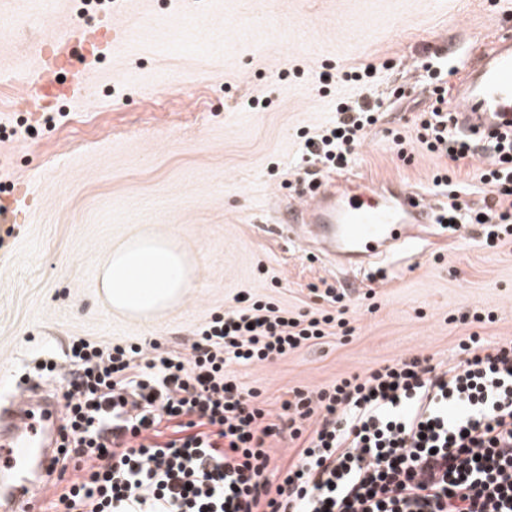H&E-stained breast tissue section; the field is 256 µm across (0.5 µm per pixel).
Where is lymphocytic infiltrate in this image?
Segmentation results:
<instances>
[{"mask_svg": "<svg viewBox=\"0 0 512 512\" xmlns=\"http://www.w3.org/2000/svg\"><path fill=\"white\" fill-rule=\"evenodd\" d=\"M422 68L435 100L414 121L418 141L456 163L496 159L475 175L486 195L477 209L452 177L435 175L446 198L438 222L452 236L479 225L483 246L497 248L512 240V122L463 135L448 112L447 63ZM386 102L338 104L335 123L306 138L307 163L348 167ZM321 296L324 308L299 317L259 301L227 309L184 354L151 341L73 342L58 472L78 477L51 512H512V339L474 332L456 358L406 356L296 389L274 417L259 391L229 379L231 365L279 359L346 328L345 292L328 284ZM284 435L294 454L272 485L264 474Z\"/></svg>", "mask_w": 512, "mask_h": 512, "instance_id": "f902f5d3", "label": "lymphocytic infiltrate"}]
</instances>
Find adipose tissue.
Segmentation results:
<instances>
[{"instance_id": "obj_1", "label": "adipose tissue", "mask_w": 512, "mask_h": 512, "mask_svg": "<svg viewBox=\"0 0 512 512\" xmlns=\"http://www.w3.org/2000/svg\"><path fill=\"white\" fill-rule=\"evenodd\" d=\"M194 281L192 261L173 240L141 233L107 256L100 271V293L114 311L149 318L178 305Z\"/></svg>"}]
</instances>
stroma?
<instances>
[{
	"mask_svg": "<svg viewBox=\"0 0 512 512\" xmlns=\"http://www.w3.org/2000/svg\"><path fill=\"white\" fill-rule=\"evenodd\" d=\"M110 9L117 48L103 51L87 97L62 104L52 124L14 106L39 79L18 25L71 36L81 0H0V192L30 201L0 224V396L24 381L59 391L72 341L98 346L158 341L188 352L213 315L262 301L306 314L311 285L337 283L321 261L273 230L277 204L306 188L304 138L329 126L336 104L366 96L353 82L323 85L336 67L379 64L375 91L403 88L369 132L350 172L401 182L434 202L447 157L422 148L412 118L429 102L426 56L479 66L485 42L512 33V0H142ZM404 147H397L394 135ZM142 230L170 235L197 264L184 301L148 319L104 305L100 266ZM490 311L467 327L461 314ZM352 332L264 365H236L243 389L278 413L294 389L408 355L453 357L470 332L512 339V242L488 250L476 229L441 237L399 275L353 289ZM54 360L58 369L39 368Z\"/></svg>",
	"mask_w": 512,
	"mask_h": 512,
	"instance_id": "1",
	"label": "stroma"
}]
</instances>
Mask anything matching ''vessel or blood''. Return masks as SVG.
Instances as JSON below:
<instances>
[{"instance_id":"vessel-or-blood-1","label":"vessel or blood","mask_w":512,"mask_h":512,"mask_svg":"<svg viewBox=\"0 0 512 512\" xmlns=\"http://www.w3.org/2000/svg\"><path fill=\"white\" fill-rule=\"evenodd\" d=\"M83 38L63 42L49 32L31 39L29 49L43 65L60 69L85 47ZM82 83L35 81L34 103L46 99L83 98ZM452 122L465 134L479 137L512 118V37L505 35L487 52L479 67L470 69L451 99ZM290 243L334 265L350 287L371 264L398 272L394 258L417 252L421 228L436 223L438 211L423 193L402 184H360L341 172L329 188L309 189L283 213ZM22 388L6 407H0V512H41L56 472L47 446L58 444L61 403L50 395L33 402Z\"/></svg>"}]
</instances>
